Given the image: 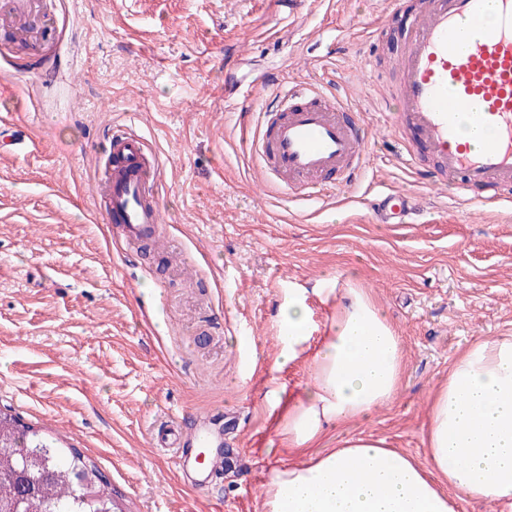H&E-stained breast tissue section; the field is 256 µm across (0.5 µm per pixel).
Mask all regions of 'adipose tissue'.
Masks as SVG:
<instances>
[{
	"label": "adipose tissue",
	"mask_w": 512,
	"mask_h": 512,
	"mask_svg": "<svg viewBox=\"0 0 512 512\" xmlns=\"http://www.w3.org/2000/svg\"><path fill=\"white\" fill-rule=\"evenodd\" d=\"M311 295L332 313L311 359L312 381L281 419L279 434L292 448L391 402L403 372L398 331L350 275L336 288L289 291L276 366L309 339ZM423 444L420 460L385 438L351 435L306 463L275 467L263 512H458L463 497L512 505V336L476 340L454 358L429 398Z\"/></svg>",
	"instance_id": "1"
}]
</instances>
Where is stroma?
Listing matches in <instances>:
<instances>
[{"label":"stroma","mask_w":512,"mask_h":512,"mask_svg":"<svg viewBox=\"0 0 512 512\" xmlns=\"http://www.w3.org/2000/svg\"><path fill=\"white\" fill-rule=\"evenodd\" d=\"M421 0H0V409L76 449L128 512H261L273 467L351 434L423 457L428 401L454 357L512 336V207L485 209L398 163L382 100ZM320 85L368 131L353 184L296 201L264 187L241 127L251 85ZM157 150L161 242L123 243L97 204L108 126ZM420 197L380 224L381 188ZM356 273L404 348L398 396L288 448L280 408L310 380L281 370L276 323L292 288ZM217 415L235 467L204 486L176 473L150 429Z\"/></svg>","instance_id":"obj_1"}]
</instances>
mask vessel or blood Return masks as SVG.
I'll list each match as a JSON object with an SVG mask.
<instances>
[{
  "mask_svg": "<svg viewBox=\"0 0 512 512\" xmlns=\"http://www.w3.org/2000/svg\"><path fill=\"white\" fill-rule=\"evenodd\" d=\"M396 66L398 109L390 125L408 130L439 168L422 169L411 149L404 163L428 184L451 186L457 198L480 206L504 203L501 195L473 198L480 186L512 187V0H427ZM489 131L476 143L464 127ZM368 134L365 126L318 88L281 85L260 113L251 138L257 170L266 185L310 196L350 183L362 172ZM112 162L102 175L103 208L126 242L159 229L161 214L152 200L162 177L159 158L132 126H113L107 138ZM419 208L407 190H382L372 200L379 223L410 224ZM157 442L171 448V463L195 483L208 477L201 449L220 448L224 438L202 417L183 432L169 417Z\"/></svg>",
  "mask_w": 512,
  "mask_h": 512,
  "instance_id": "1",
  "label": "vessel or blood"
}]
</instances>
